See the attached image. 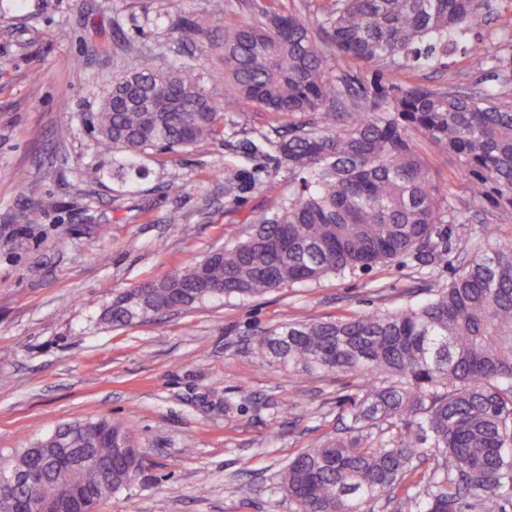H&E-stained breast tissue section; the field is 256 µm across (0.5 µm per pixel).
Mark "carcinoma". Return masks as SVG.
I'll list each match as a JSON object with an SVG mask.
<instances>
[{
	"label": "carcinoma",
	"mask_w": 512,
	"mask_h": 512,
	"mask_svg": "<svg viewBox=\"0 0 512 512\" xmlns=\"http://www.w3.org/2000/svg\"><path fill=\"white\" fill-rule=\"evenodd\" d=\"M253 23L224 27V77L235 96L270 114L262 135L299 189L268 202L270 216L241 237L226 233L224 254L206 255L112 301L114 326L215 298L356 276L389 262L448 268V285L389 312L326 321L285 320L257 339L262 356L290 375L361 378L342 399V427L288 460L279 484L298 512H506L512 493V244L482 245L489 227L431 178L412 134L454 156L475 200L495 198L512 215V57H490L480 38L488 18L479 0H334L317 24L253 3ZM210 24L199 15L180 28L193 43ZM494 83L480 91L405 85L367 87L349 60L392 69H436L461 48ZM171 96L159 105L155 93ZM226 103L202 86L196 62L158 67L135 54L108 87L95 115L102 152L132 159L173 151L224 131ZM104 426L130 447L109 444L112 491L140 473L131 431L108 419L65 423L72 446ZM49 473L23 491L39 501L59 480Z\"/></svg>",
	"instance_id": "obj_1"
}]
</instances>
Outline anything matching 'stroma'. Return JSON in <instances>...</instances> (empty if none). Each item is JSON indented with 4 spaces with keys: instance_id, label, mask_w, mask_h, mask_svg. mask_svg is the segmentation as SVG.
Wrapping results in <instances>:
<instances>
[{
    "instance_id": "1",
    "label": "stroma",
    "mask_w": 512,
    "mask_h": 512,
    "mask_svg": "<svg viewBox=\"0 0 512 512\" xmlns=\"http://www.w3.org/2000/svg\"><path fill=\"white\" fill-rule=\"evenodd\" d=\"M251 0H0V461L74 418L124 422L142 449L137 479L98 512H295L277 474L334 431L350 374L288 376L261 358L260 331L287 319H333L394 310L445 287L447 272L394 263L342 279L245 300L216 298L127 326L102 319L113 298L159 280L246 231L271 196L295 188L271 150L243 145L265 112L239 102L224 134L129 164L100 153L89 120L104 77L128 57L158 65L202 59L210 95L224 83V26L252 21ZM482 47L512 46V0H487ZM210 14L189 46L182 22ZM411 84L486 86L466 55L447 67L405 71ZM414 142L435 181L468 204L474 226L512 242V220L475 202L456 160ZM232 177L234 192L224 189ZM179 214L180 223L169 221Z\"/></svg>"
}]
</instances>
